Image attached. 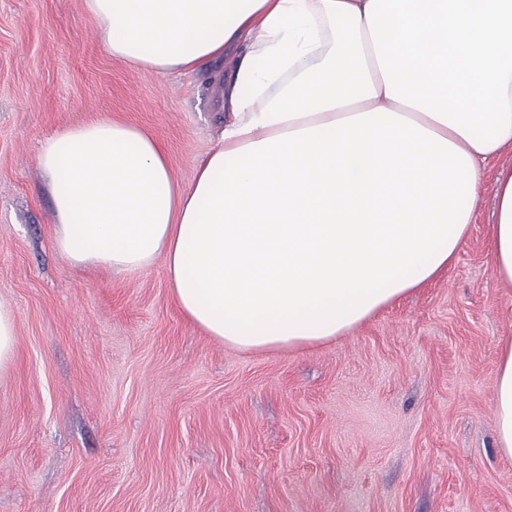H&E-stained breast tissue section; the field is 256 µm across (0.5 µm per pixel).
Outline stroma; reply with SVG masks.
<instances>
[{
    "instance_id": "35a3bbf8",
    "label": "stroma",
    "mask_w": 512,
    "mask_h": 512,
    "mask_svg": "<svg viewBox=\"0 0 512 512\" xmlns=\"http://www.w3.org/2000/svg\"><path fill=\"white\" fill-rule=\"evenodd\" d=\"M227 51L157 75L106 51L81 0H0V512H512L494 381L512 287L488 248L494 175L435 281L316 347L239 350L181 312L163 263L76 267L54 246L42 141L112 117L189 184ZM15 343V317L11 311L0 307V372L9 366L13 357Z\"/></svg>"
}]
</instances>
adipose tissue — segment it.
Returning <instances> with one entry per match:
<instances>
[{"label": "adipose tissue", "mask_w": 512, "mask_h": 512, "mask_svg": "<svg viewBox=\"0 0 512 512\" xmlns=\"http://www.w3.org/2000/svg\"><path fill=\"white\" fill-rule=\"evenodd\" d=\"M107 52L158 75L236 49L189 185L164 146L98 118L41 144L55 246L76 265L162 262L182 313L242 350L318 345L454 262L481 162L512 151V0H82ZM491 256L512 286V168ZM512 458V339L495 378Z\"/></svg>", "instance_id": "adipose-tissue-1"}]
</instances>
